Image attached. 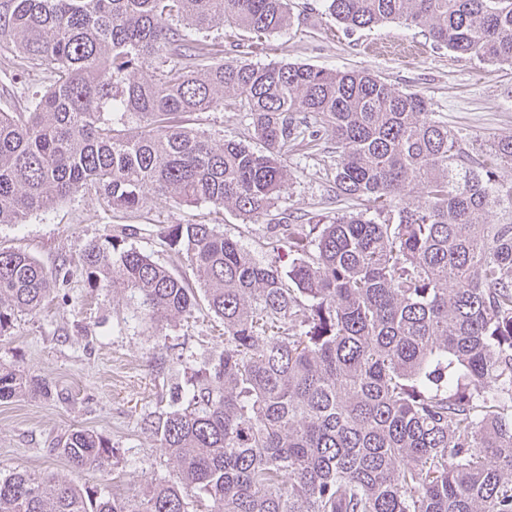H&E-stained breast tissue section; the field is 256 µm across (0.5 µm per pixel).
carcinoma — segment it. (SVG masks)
Instances as JSON below:
<instances>
[{
    "label": "carcinoma",
    "instance_id": "cac0c4a2",
    "mask_svg": "<svg viewBox=\"0 0 512 512\" xmlns=\"http://www.w3.org/2000/svg\"><path fill=\"white\" fill-rule=\"evenodd\" d=\"M347 30L398 21L433 43L512 63V0H322ZM291 24L288 0H0V43L43 92L0 112V224H24L85 187L114 212L153 195L253 217L287 185L283 165L323 134L333 184L356 210L277 224L261 262L213 224L162 240L200 284L112 242L47 271L0 249V335L79 271L137 295L157 321L203 309L224 349L189 380L188 405L154 433L170 479L118 498L45 474L0 478V512H512V137L479 154L427 99L364 70L224 59L242 29ZM247 113L255 150L182 124ZM421 195L410 199L414 188ZM499 214L496 224L479 216ZM49 394L0 366V401ZM76 469L113 448L75 429L53 449Z\"/></svg>",
    "mask_w": 512,
    "mask_h": 512
}]
</instances>
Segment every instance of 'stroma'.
<instances>
[{"instance_id": "obj_1", "label": "stroma", "mask_w": 512, "mask_h": 512, "mask_svg": "<svg viewBox=\"0 0 512 512\" xmlns=\"http://www.w3.org/2000/svg\"><path fill=\"white\" fill-rule=\"evenodd\" d=\"M288 29L255 45L252 34L225 47V58L284 61L322 69H366L403 91L426 97L432 111L475 147L512 136V65H493L434 46L420 29L397 22L348 31L324 13L321 0H291ZM186 125L219 138L253 142L245 113L235 109L184 114ZM335 144L322 137L312 148H297L286 162L288 186L270 212L246 219L225 213L217 230L239 241L257 258L276 224L329 223L351 209L337 196L327 174ZM210 223L211 208L182 206L148 197L132 214L100 205L88 188L23 224H0V249H19L47 269L77 264L88 242L112 236L172 272L187 267L160 238L174 224ZM224 347V326L213 314L157 329L129 291L104 284L88 287L74 274L65 292L43 307L16 314L9 334L0 336V364L46 380V397L0 401V477L18 470L53 473L122 498L140 494L149 481L171 471L149 423L169 410L175 385ZM168 370H155L157 359ZM89 429L114 450L107 471L71 468L53 453L54 444L74 429Z\"/></svg>"}]
</instances>
